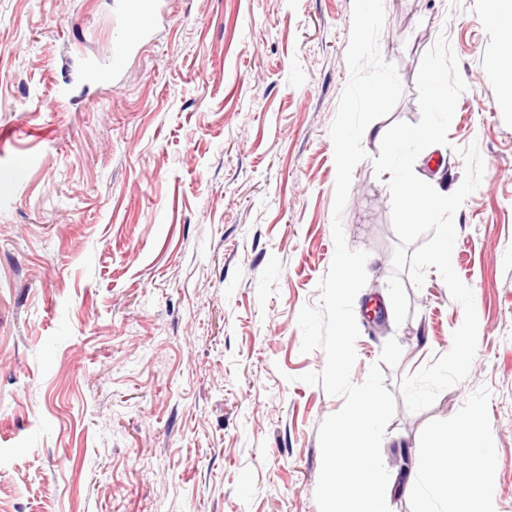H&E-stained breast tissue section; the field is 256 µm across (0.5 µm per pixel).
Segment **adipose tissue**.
I'll list each match as a JSON object with an SVG mask.
<instances>
[{
    "label": "adipose tissue",
    "mask_w": 512,
    "mask_h": 512,
    "mask_svg": "<svg viewBox=\"0 0 512 512\" xmlns=\"http://www.w3.org/2000/svg\"><path fill=\"white\" fill-rule=\"evenodd\" d=\"M464 447L473 449L476 482L472 485L457 487L449 490L447 485L433 481L430 478L438 463L437 457H427L418 474L422 479L429 497L434 499L453 498L454 512H497L494 499V469L495 458L491 449L485 448L481 433L476 424H468L464 430Z\"/></svg>",
    "instance_id": "ef3b65f1"
}]
</instances>
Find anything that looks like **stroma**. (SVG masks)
Returning <instances> with one entry per match:
<instances>
[{"label":"stroma","instance_id":"1","mask_svg":"<svg viewBox=\"0 0 512 512\" xmlns=\"http://www.w3.org/2000/svg\"><path fill=\"white\" fill-rule=\"evenodd\" d=\"M491 0H384L382 58L403 94L373 123H418L424 54L446 38L467 85L448 144L418 178L479 187L457 211L454 270L478 317L468 376L427 409L397 402L382 441L390 512H446L407 488L435 438L436 478L468 484L460 428L478 420L496 458L497 512H512V42ZM353 0H154L144 39L112 72L111 0H0V512H319L318 427L344 400L301 382L297 317L334 256L330 126L349 79ZM352 172L342 215L368 254L354 301L353 383L384 344L402 376L435 362L464 311L436 268L403 277L381 141ZM443 158L434 166V158Z\"/></svg>","mask_w":512,"mask_h":512}]
</instances>
